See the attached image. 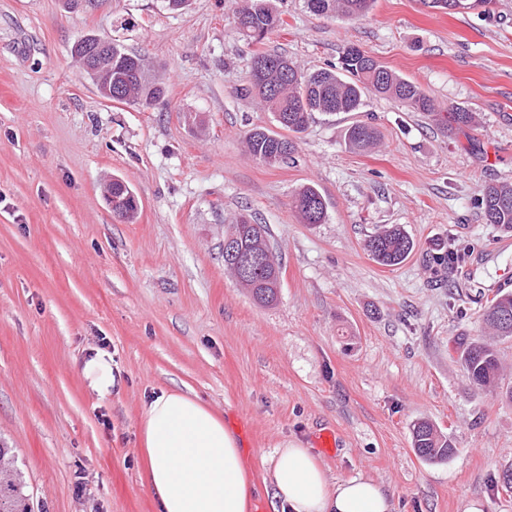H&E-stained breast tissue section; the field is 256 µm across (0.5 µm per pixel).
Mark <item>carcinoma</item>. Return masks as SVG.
I'll use <instances>...</instances> for the list:
<instances>
[{
  "label": "carcinoma",
  "instance_id": "cac0c4a2",
  "mask_svg": "<svg viewBox=\"0 0 512 512\" xmlns=\"http://www.w3.org/2000/svg\"><path fill=\"white\" fill-rule=\"evenodd\" d=\"M374 0H307V8L316 15H364ZM437 10L450 13L464 4L471 9L483 7L491 0H423ZM237 33L250 44H262L284 25V20L270 0H249L234 14ZM112 92L122 103L149 104L164 96L165 88L149 80L144 59L128 53L119 43L112 42ZM238 93L257 100L261 108L272 114L278 126L288 132L304 131L317 112L336 114L357 112L368 94L389 98L404 104L412 112L439 115L434 99L419 86L381 65L373 56L354 45L346 46L339 61L314 72H304L288 57L275 53L253 55L246 84ZM450 133L474 126L476 113L457 106L448 108L443 117ZM349 146L358 151L375 148L379 132L371 125L355 123L347 131ZM249 155L266 165L288 163L295 150L288 137L264 127H255L245 139ZM484 219L512 231V185H488L481 199ZM294 206L303 223L321 224L326 218V205L317 188L305 186L294 197ZM238 234L235 251L240 258H252L249 275L238 277V265L231 253H224V268L237 278L253 300L263 306L277 302L281 288V264L272 252L270 234L265 224L252 223L251 216L239 215L229 225ZM365 248L380 264L395 266L412 253L414 243L397 224L383 227L369 236ZM485 328L501 339L512 337V293L499 292L486 302L482 313ZM460 360L470 384L481 389L498 386L499 357L494 343L479 339L460 342ZM412 444L416 454L429 461L452 457L455 448L429 421L413 426ZM0 512H33L29 494L20 479L15 456L9 448H0Z\"/></svg>",
  "mask_w": 512,
  "mask_h": 512
}]
</instances>
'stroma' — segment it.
<instances>
[{
	"mask_svg": "<svg viewBox=\"0 0 512 512\" xmlns=\"http://www.w3.org/2000/svg\"><path fill=\"white\" fill-rule=\"evenodd\" d=\"M284 26L267 49L302 70L359 46L439 108L476 112L450 134L432 117L367 95L360 111L318 114L294 135L288 164L245 151L273 127L237 90L253 54L235 31L242 0H0V446L12 449L33 512H158L139 458L144 402L163 390L223 416L255 479L262 456L314 445L334 428L330 476L363 475L394 512H512V340L498 342V388H471L459 338L483 336L481 313L512 292V232L485 223L479 200L512 183V0L488 13L376 0L360 18H323L305 0H271ZM142 56L164 98L107 103L72 55L88 34ZM373 125L380 143L352 151L346 132ZM112 178L140 204L135 222L103 196ZM321 193L322 224L292 201ZM240 213L268 225L282 263L275 305L224 271V234ZM386 224L415 243L400 265L364 250ZM465 260H438L448 245ZM112 357L101 397L81 366ZM451 441L450 460L413 446L416 421Z\"/></svg>",
	"mask_w": 512,
	"mask_h": 512,
	"instance_id": "1",
	"label": "stroma"
}]
</instances>
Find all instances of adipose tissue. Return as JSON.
<instances>
[{"label": "adipose tissue", "mask_w": 512, "mask_h": 512, "mask_svg": "<svg viewBox=\"0 0 512 512\" xmlns=\"http://www.w3.org/2000/svg\"><path fill=\"white\" fill-rule=\"evenodd\" d=\"M140 444L159 512H249L258 489L235 436L199 399L163 391L142 409ZM282 512H393L373 479L330 478L312 449L291 443L265 457Z\"/></svg>", "instance_id": "ef3b65f1"}]
</instances>
